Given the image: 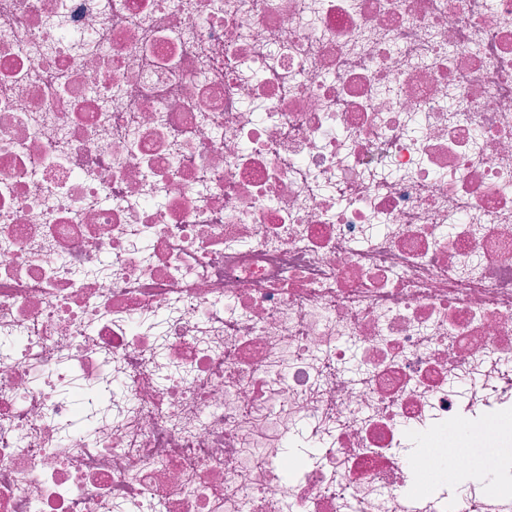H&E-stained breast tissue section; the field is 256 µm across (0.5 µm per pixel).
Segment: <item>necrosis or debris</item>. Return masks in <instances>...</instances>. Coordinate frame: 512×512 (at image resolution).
<instances>
[{
  "mask_svg": "<svg viewBox=\"0 0 512 512\" xmlns=\"http://www.w3.org/2000/svg\"><path fill=\"white\" fill-rule=\"evenodd\" d=\"M506 360L512 0H0V512H512Z\"/></svg>",
  "mask_w": 512,
  "mask_h": 512,
  "instance_id": "necrosis-or-debris-1",
  "label": "necrosis or debris"
}]
</instances>
